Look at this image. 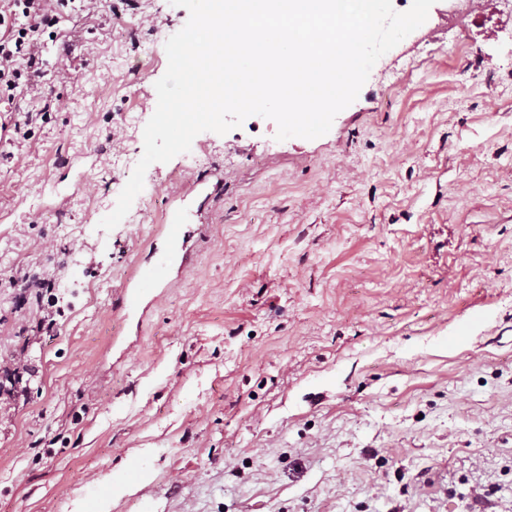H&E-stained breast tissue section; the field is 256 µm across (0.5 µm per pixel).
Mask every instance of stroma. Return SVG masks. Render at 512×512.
I'll return each mask as SVG.
<instances>
[{
    "instance_id": "stroma-1",
    "label": "stroma",
    "mask_w": 512,
    "mask_h": 512,
    "mask_svg": "<svg viewBox=\"0 0 512 512\" xmlns=\"http://www.w3.org/2000/svg\"><path fill=\"white\" fill-rule=\"evenodd\" d=\"M169 0H100L47 94L0 103V278L56 271V326L0 287V358L37 374L0 405V512H76L127 462L111 512H512V44L479 28L400 88L397 50L329 132L260 116L151 164L143 154ZM192 268L143 320L117 314L172 192L210 168ZM45 112H18L16 117H14L13 122H11L10 127L7 126L6 123H2L0 125L1 137L2 132L9 133L11 130L13 135H15L16 139L26 140L27 131H24L26 127L35 123L39 118L43 119L45 116ZM224 185V175L220 169H214L204 177L197 178L190 186V190L198 189L205 198L214 197Z\"/></svg>"
}]
</instances>
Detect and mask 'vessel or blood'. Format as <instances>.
Instances as JSON below:
<instances>
[{"mask_svg":"<svg viewBox=\"0 0 512 512\" xmlns=\"http://www.w3.org/2000/svg\"><path fill=\"white\" fill-rule=\"evenodd\" d=\"M194 212L187 199H180L167 216L165 243L159 250V260L150 266L138 267L124 285L120 308L124 315L140 312L144 300L142 291L164 283L170 276L183 275L193 264L196 251L195 233L189 225Z\"/></svg>","mask_w":512,"mask_h":512,"instance_id":"obj_1","label":"vessel or blood"}]
</instances>
